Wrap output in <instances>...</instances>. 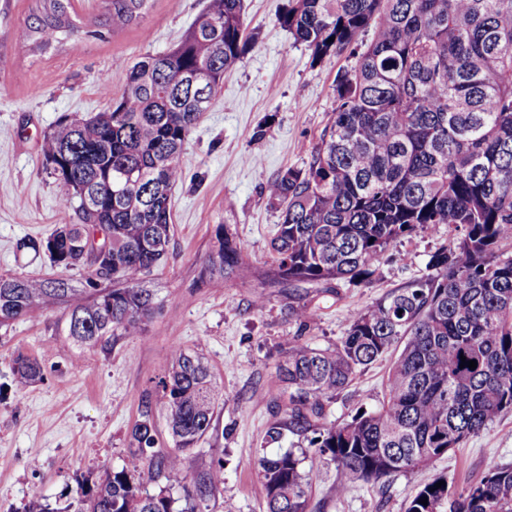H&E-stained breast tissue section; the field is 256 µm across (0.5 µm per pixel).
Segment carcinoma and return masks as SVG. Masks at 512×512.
I'll return each mask as SVG.
<instances>
[{
    "label": "carcinoma",
    "instance_id": "carcinoma-1",
    "mask_svg": "<svg viewBox=\"0 0 512 512\" xmlns=\"http://www.w3.org/2000/svg\"><path fill=\"white\" fill-rule=\"evenodd\" d=\"M33 2L20 48L34 56L66 40H104L151 8V0H102L103 19L90 26L73 0ZM278 23L312 62L347 52L355 63L337 75L336 107L308 165L266 187L282 206L271 280L365 282L416 229L461 232L432 255L430 273L354 311L334 346L296 339L283 351L276 380L288 405L266 440L286 431L312 437L307 448L263 454L255 465L266 512H309L310 476L322 467L335 466L338 495L357 482L384 485L512 410V256L498 253L512 238V0H288ZM254 43L243 0H208L176 45L134 63L108 109L44 131V169L65 188L76 221L19 248L82 271L85 287L61 275L0 273V330L67 303L59 331L75 344L142 335L158 309L144 279L167 257L179 157L210 106L191 78L204 74L214 97ZM241 254L218 226L199 277L235 273ZM394 346L381 406L325 423L324 400ZM462 355L477 367H460ZM41 379L38 359L17 354L15 386ZM156 389L172 447L159 444L156 403L142 396L123 464L80 486L73 512H203L219 490L222 460L184 470L220 393L208 360L173 349ZM143 477L167 485L152 493ZM444 480L418 489L406 512H512V466L490 461L460 489L435 487Z\"/></svg>",
    "mask_w": 512,
    "mask_h": 512
}]
</instances>
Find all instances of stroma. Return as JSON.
Wrapping results in <instances>:
<instances>
[{"mask_svg":"<svg viewBox=\"0 0 512 512\" xmlns=\"http://www.w3.org/2000/svg\"><path fill=\"white\" fill-rule=\"evenodd\" d=\"M287 0H244L257 43L224 75L180 157L183 178L172 192L174 236L165 266L145 280L159 308L139 336L78 346L57 333L67 309L56 305L0 331V512H27L33 500L60 512L83 481H97L123 463L139 401L154 391L173 348L202 353L222 389L208 434L187 455V472L224 461V483L203 512H265L254 462L262 454L307 447L285 433L267 444L279 415L270 402L276 364L294 338L335 344L350 314L427 274L431 256L455 230H420L404 237L376 266L369 282L340 283L337 294L313 285L269 283V240L281 210L265 190L290 167H305L336 105L338 71L348 55L313 63L277 16ZM206 0H154L139 25L108 41H68L58 51L20 53L31 0H0V273L47 276L46 255L16 248L74 221L62 186L42 166V133L66 117L103 111L119 97L128 69L146 54L167 51L193 24ZM240 241L244 277L201 281L199 266L213 230ZM313 316L301 324L294 313ZM38 358L44 378L24 389L13 383L17 353ZM392 355L361 369L325 403V418L341 423L380 407ZM512 466V411L487 430L426 466L386 485L354 484L336 494L334 467L313 478L311 512H406L410 496L443 475L449 484L478 481L489 461Z\"/></svg>","mask_w":512,"mask_h":512,"instance_id":"1","label":"stroma"}]
</instances>
